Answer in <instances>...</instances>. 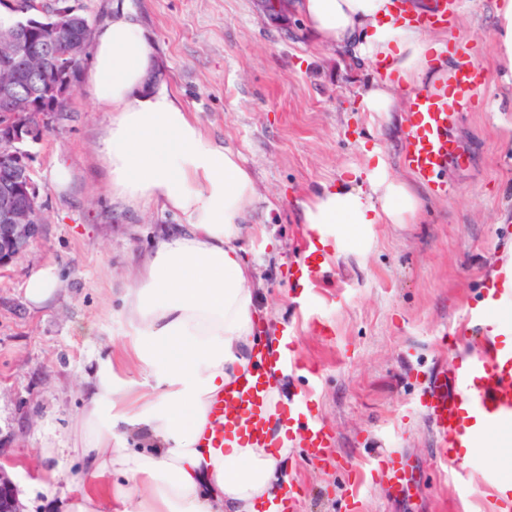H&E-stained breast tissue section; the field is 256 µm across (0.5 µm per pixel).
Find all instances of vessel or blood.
I'll return each mask as SVG.
<instances>
[{
    "label": "vessel or blood",
    "instance_id": "vessel-or-blood-1",
    "mask_svg": "<svg viewBox=\"0 0 512 512\" xmlns=\"http://www.w3.org/2000/svg\"><path fill=\"white\" fill-rule=\"evenodd\" d=\"M410 21L423 28L448 25V0H432L427 11L414 13ZM457 65L451 79V91L442 94L414 92L406 97L407 118L401 162L417 180L429 188L444 192L449 168L463 165L464 151L451 134L461 111L475 99L486 79L485 71L470 58L465 46H457ZM329 274V255L320 248L307 251L292 273L296 282L322 283ZM495 282L494 297L501 306L512 308V278L504 260H496L489 274ZM477 333V348L467 359L451 361L431 372L421 390L419 406L435 430L436 457L444 463L458 464L461 451L474 447L481 434L492 431L500 435L506 457H512V344L499 342L486 332V315L472 312ZM296 359L283 356L277 347L259 345L253 371L226 388L223 398L212 408L216 427L206 439L212 447H223L226 439L237 438L239 445L267 448L271 445L269 395L285 367H297ZM280 418L289 434L299 435L305 458L314 464L323 462L332 448L331 428L312 409L306 398H298ZM351 490L346 512H357L363 479L356 465L341 460ZM372 478L385 482L392 490H405L411 475L403 456L393 450L378 454ZM493 490L496 512H512V485L503 482L498 471L487 474Z\"/></svg>",
    "mask_w": 512,
    "mask_h": 512
}]
</instances>
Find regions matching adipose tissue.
Segmentation results:
<instances>
[{"mask_svg":"<svg viewBox=\"0 0 512 512\" xmlns=\"http://www.w3.org/2000/svg\"><path fill=\"white\" fill-rule=\"evenodd\" d=\"M321 44L374 68L361 91L368 112H399L403 96L441 91L454 63L441 42L394 16L392 0H292ZM156 47L118 12L95 34L88 82L109 114L97 153L113 200L137 209L157 203L181 217L159 236L123 293L127 361L103 364L87 380L70 455L82 477L67 486L65 512H260L275 506L289 479L290 446L211 448V405L253 365L258 300L237 241L256 200L237 153L203 128L165 82L151 81ZM368 189L326 187L303 204L316 241H367L375 224L412 223L421 206L384 158L367 169ZM57 265L33 271L29 308L57 306ZM145 447L131 449V439Z\"/></svg>","mask_w":512,"mask_h":512,"instance_id":"ef3b65f1","label":"adipose tissue"}]
</instances>
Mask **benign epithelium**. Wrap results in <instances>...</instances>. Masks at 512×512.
<instances>
[{"label": "benign epithelium", "instance_id": "benign-epithelium-1", "mask_svg": "<svg viewBox=\"0 0 512 512\" xmlns=\"http://www.w3.org/2000/svg\"><path fill=\"white\" fill-rule=\"evenodd\" d=\"M57 18L36 9L25 22L0 27V44L6 53L23 60L41 77L47 72L74 63L53 57L58 33ZM17 82L9 74L0 76V99L9 104L0 123V167L10 174L0 178V268L27 252L43 234L44 215L39 189L31 178L30 159L21 144L47 124L48 112L34 111L32 95L16 91ZM0 512H26L14 482L0 466Z\"/></svg>", "mask_w": 512, "mask_h": 512}]
</instances>
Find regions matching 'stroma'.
<instances>
[{
  "label": "stroma",
  "instance_id": "obj_1",
  "mask_svg": "<svg viewBox=\"0 0 512 512\" xmlns=\"http://www.w3.org/2000/svg\"><path fill=\"white\" fill-rule=\"evenodd\" d=\"M119 1L146 27L169 87L254 179L240 241L249 285L266 312L268 344L291 335L303 366L283 377L281 394L290 402L307 395L335 439L324 463L296 448L282 460L301 487L298 512H343L347 478L337 458L367 474L387 448L404 455L418 487L404 498L368 480L360 512H490L483 475L496 468L512 480V463L479 441L464 458L470 493L461 496L453 468L435 461L419 393L431 370L470 353L468 313L512 243V87L498 78L494 0H454L445 31L447 40L473 43L488 75L452 131L467 166L449 169L448 193L422 187L415 223L373 225L362 248L343 242L325 286L306 294L288 275L308 241L301 202L365 168L373 148L393 175L412 181L400 161L402 113L364 111L360 90L371 71L321 46L298 15L284 27L256 0H71L97 25ZM105 122L78 72L66 111L29 147L44 233L0 269V456L12 462L27 512H57L68 479L80 475L64 447L84 380L123 345L121 292L158 234L181 222L154 203L134 211L113 202L95 154ZM59 164L72 171L64 192L50 181ZM46 264L61 271L60 302L36 311L24 284ZM88 322L98 330L91 339L78 330ZM47 446L65 473L50 487L35 482L31 466Z\"/></svg>",
  "mask_w": 512,
  "mask_h": 512
}]
</instances>
